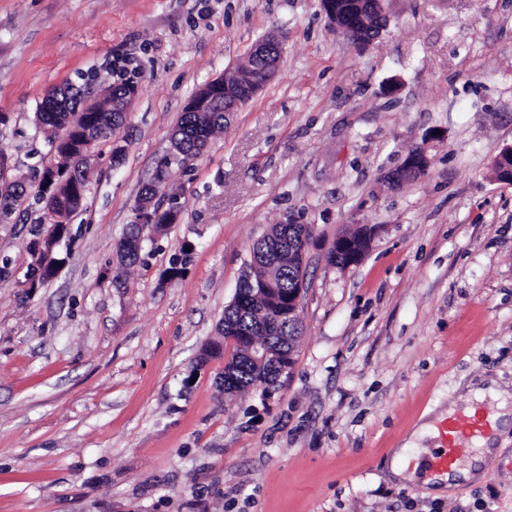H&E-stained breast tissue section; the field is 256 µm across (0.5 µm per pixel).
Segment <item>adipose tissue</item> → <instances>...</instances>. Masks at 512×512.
Here are the masks:
<instances>
[{
  "mask_svg": "<svg viewBox=\"0 0 512 512\" xmlns=\"http://www.w3.org/2000/svg\"><path fill=\"white\" fill-rule=\"evenodd\" d=\"M487 392L496 407L493 434L480 439L475 452L464 464L456 467L451 472L434 476V483L449 487L459 482H478L483 475L482 467L486 461L499 455L500 450L497 446L495 433L512 425V391L493 384L488 387Z\"/></svg>",
  "mask_w": 512,
  "mask_h": 512,
  "instance_id": "1",
  "label": "adipose tissue"
}]
</instances>
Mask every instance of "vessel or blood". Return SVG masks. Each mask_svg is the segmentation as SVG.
Masks as SVG:
<instances>
[{"mask_svg":"<svg viewBox=\"0 0 512 512\" xmlns=\"http://www.w3.org/2000/svg\"><path fill=\"white\" fill-rule=\"evenodd\" d=\"M491 407L471 414H453L438 429V445L423 462L426 470L443 472L456 466L491 426Z\"/></svg>","mask_w":512,"mask_h":512,"instance_id":"1","label":"vessel or blood"}]
</instances>
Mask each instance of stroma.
<instances>
[{
    "label": "stroma",
    "instance_id": "obj_1",
    "mask_svg": "<svg viewBox=\"0 0 512 512\" xmlns=\"http://www.w3.org/2000/svg\"><path fill=\"white\" fill-rule=\"evenodd\" d=\"M367 46L321 0H0V154L49 165L51 90L134 82L121 163L98 144L57 273L29 287L49 225L29 193L0 224V512H512V431L483 478L389 480L430 410L512 385V0H382ZM276 36L275 76L195 160L177 224L122 268L118 245L186 105ZM424 148L425 174L387 176ZM275 224H310L295 362L272 393L225 397L202 361ZM374 230L363 259H326ZM182 275H172V267Z\"/></svg>",
    "mask_w": 512,
    "mask_h": 512
}]
</instances>
